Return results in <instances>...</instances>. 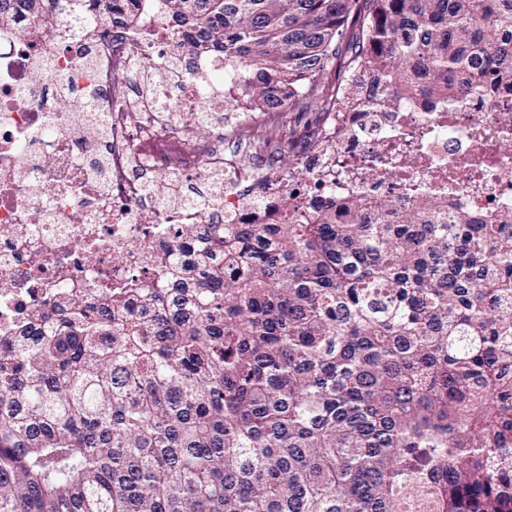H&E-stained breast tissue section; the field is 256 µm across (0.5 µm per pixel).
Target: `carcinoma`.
I'll use <instances>...</instances> for the list:
<instances>
[{
    "mask_svg": "<svg viewBox=\"0 0 512 512\" xmlns=\"http://www.w3.org/2000/svg\"><path fill=\"white\" fill-rule=\"evenodd\" d=\"M165 2L301 116L512 74V0ZM203 231L173 287L61 293L0 337V512H512V210L407 188Z\"/></svg>",
    "mask_w": 512,
    "mask_h": 512,
    "instance_id": "cac0c4a2",
    "label": "carcinoma"
}]
</instances>
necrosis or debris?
Segmentation results:
<instances>
[{"label":"necrosis or debris","mask_w":512,"mask_h":512,"mask_svg":"<svg viewBox=\"0 0 512 512\" xmlns=\"http://www.w3.org/2000/svg\"><path fill=\"white\" fill-rule=\"evenodd\" d=\"M161 0H87L77 13L21 10L0 20V335L67 289L166 285V255H186V224H278L283 200L324 207L359 190L387 195L407 173L482 223L512 210V80L431 112L423 96L366 86L299 146L303 179L273 158L286 140L281 89L225 113L235 73L180 37ZM127 90L113 92L117 79ZM395 104L371 108L376 96ZM224 113L213 138L203 115ZM267 156L242 161L236 143Z\"/></svg>","instance_id":"1"}]
</instances>
